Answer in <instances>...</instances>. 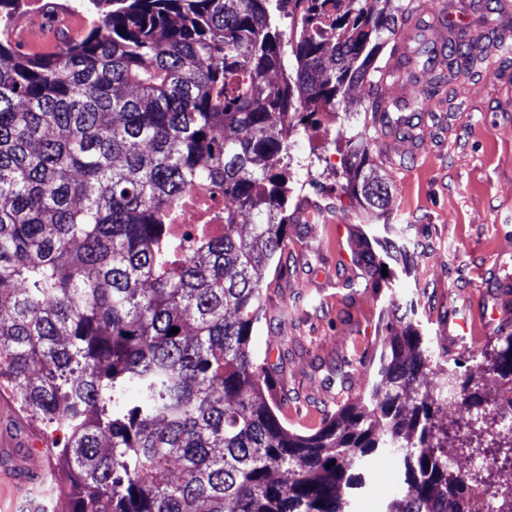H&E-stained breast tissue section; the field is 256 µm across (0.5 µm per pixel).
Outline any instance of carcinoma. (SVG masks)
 I'll list each match as a JSON object with an SVG mask.
<instances>
[{
    "mask_svg": "<svg viewBox=\"0 0 512 512\" xmlns=\"http://www.w3.org/2000/svg\"><path fill=\"white\" fill-rule=\"evenodd\" d=\"M78 2L86 33L32 55L6 34L24 0H0V377L67 433L48 449L68 480L58 512H352L383 453L407 491L382 512H468L471 488L500 487L512 439L482 447L489 397L448 375L368 246L363 279L390 295L366 395L291 431L252 349L259 271L288 243L290 138L320 110L338 119L412 3ZM480 42L448 40V72L478 68ZM406 63L429 72L428 45ZM394 111L406 124L377 93L372 121L337 129L344 187L366 211L388 202L389 183L362 171L378 114ZM485 358L512 381L511 334ZM429 377L452 381L470 434L448 424V393L411 396ZM450 442L488 465L460 475Z\"/></svg>",
    "mask_w": 512,
    "mask_h": 512,
    "instance_id": "cac0c4a2",
    "label": "carcinoma"
}]
</instances>
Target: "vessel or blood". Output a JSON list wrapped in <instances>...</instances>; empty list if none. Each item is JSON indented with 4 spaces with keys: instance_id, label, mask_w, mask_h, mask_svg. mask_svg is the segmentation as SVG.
I'll return each mask as SVG.
<instances>
[{
    "instance_id": "obj_1",
    "label": "vessel or blood",
    "mask_w": 512,
    "mask_h": 512,
    "mask_svg": "<svg viewBox=\"0 0 512 512\" xmlns=\"http://www.w3.org/2000/svg\"><path fill=\"white\" fill-rule=\"evenodd\" d=\"M80 22L64 10H57L51 23L19 20L11 33L24 50L33 53L55 51L60 34L77 39ZM512 319V279L496 278L493 288L482 294L481 306L469 315L448 318L442 326V340L449 350H468L482 340L493 322ZM20 419L11 403L0 397V512H45L53 473L36 456L27 454L26 438L19 432Z\"/></svg>"
}]
</instances>
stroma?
Segmentation results:
<instances>
[{
  "label": "stroma",
  "instance_id": "35a3bbf8",
  "mask_svg": "<svg viewBox=\"0 0 512 512\" xmlns=\"http://www.w3.org/2000/svg\"><path fill=\"white\" fill-rule=\"evenodd\" d=\"M421 16L399 27L377 58L389 63L395 45L413 50L427 42L436 69L446 66L449 31L479 33L488 51L475 73L448 76L430 111L412 114L417 152L404 139L375 143L370 164L387 178V206L372 226L406 228L414 251L393 264L402 299L414 303L425 335L438 338L449 313L463 315L464 298L479 295L495 260L512 273V60L493 51L498 38L512 39V8L486 12L482 0H419ZM337 123L317 115L292 137L288 244L278 256L286 269L268 282L266 313L252 340L273 366L267 398L280 420L301 434L316 432L336 410L365 394L366 362L384 331L382 310L389 290L362 287L353 261L365 223L362 210L336 169L345 150ZM287 317H280V309ZM487 342L442 356L458 377L471 376L490 392ZM394 457L376 460L372 487L359 493L355 512H379L398 490Z\"/></svg>",
  "mask_w": 512,
  "mask_h": 512
}]
</instances>
